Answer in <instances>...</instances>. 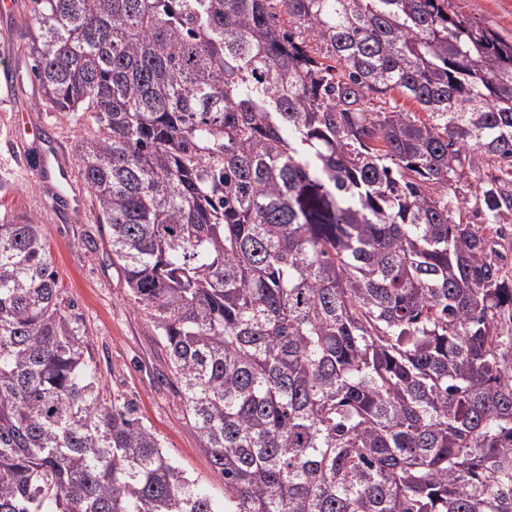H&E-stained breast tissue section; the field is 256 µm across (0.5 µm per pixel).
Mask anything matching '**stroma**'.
Here are the masks:
<instances>
[{
  "label": "stroma",
  "instance_id": "1",
  "mask_svg": "<svg viewBox=\"0 0 512 512\" xmlns=\"http://www.w3.org/2000/svg\"><path fill=\"white\" fill-rule=\"evenodd\" d=\"M467 19L512 38V0H454ZM30 0L0 6V218L35 219L49 245L62 295L75 304L88 330V353L105 395L131 402L187 476L216 499L224 479L215 472L192 422L184 413L179 383L171 373L159 337L134 304L122 270L108 254L109 227L97 223L91 197L68 220L52 207L55 185L32 178L16 153L17 144L39 150L32 128L44 121L56 132L69 160H76L80 138L98 135L92 113L58 112L42 104L29 82L22 99L7 100L5 70L27 77Z\"/></svg>",
  "mask_w": 512,
  "mask_h": 512
}]
</instances>
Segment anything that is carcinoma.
Listing matches in <instances>:
<instances>
[{
  "mask_svg": "<svg viewBox=\"0 0 512 512\" xmlns=\"http://www.w3.org/2000/svg\"><path fill=\"white\" fill-rule=\"evenodd\" d=\"M31 2L224 501L103 396L39 224L3 219L0 512H512V40L452 0Z\"/></svg>",
  "mask_w": 512,
  "mask_h": 512,
  "instance_id": "carcinoma-1",
  "label": "carcinoma"
}]
</instances>
